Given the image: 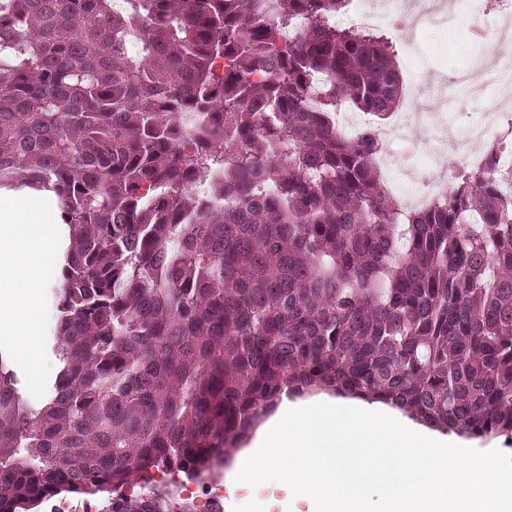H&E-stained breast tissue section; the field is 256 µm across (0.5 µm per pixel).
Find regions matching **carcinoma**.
<instances>
[{
	"instance_id": "carcinoma-1",
	"label": "carcinoma",
	"mask_w": 512,
	"mask_h": 512,
	"mask_svg": "<svg viewBox=\"0 0 512 512\" xmlns=\"http://www.w3.org/2000/svg\"><path fill=\"white\" fill-rule=\"evenodd\" d=\"M113 2L0 0V187L53 193L66 230L40 409L0 354V512L199 476L284 394L512 438L498 146L406 210L378 129H336L403 96L389 41L330 23L349 0ZM61 286H62V280L60 279V283L58 284V288H57L55 283L50 282V284L48 286V290H47L49 318H48V325H47V346H46V349H47V355H48V358L50 360L52 369H51V373H50L49 380H48V383H47V388H46L45 394L47 393L49 387L54 382V380H55V378L57 376V373L59 371L58 361H57V357H56V352L54 350V343H55V340H56L55 326H56V321H57V316H58V311H57V308H56V294L58 292V289L61 288ZM11 367H12V370L17 374V377H18V379L20 381V387H21V391H22V394H23V401H24V403L30 409H39V408H41L42 405L44 404V400L43 399H44L45 394L41 398H39V399L34 398L29 393V391L27 390L23 372L21 371V369L12 360H11Z\"/></svg>"
}]
</instances>
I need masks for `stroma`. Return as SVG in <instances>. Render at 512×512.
Here are the masks:
<instances>
[{
	"label": "stroma",
	"mask_w": 512,
	"mask_h": 512,
	"mask_svg": "<svg viewBox=\"0 0 512 512\" xmlns=\"http://www.w3.org/2000/svg\"><path fill=\"white\" fill-rule=\"evenodd\" d=\"M453 8L455 16L450 26L424 27L410 36L391 28L386 31L398 50L405 89L402 107L435 115L434 122L413 125L409 131L411 140L422 147L436 135L440 122H449L460 129L465 122L479 116V103H463L464 91L456 80L457 75L475 58L483 56L489 47L512 54V42H501L492 23L486 25L482 41L469 44L474 4L472 0H455ZM237 472V467L227 465L208 476L203 485L182 474L166 476L158 473L150 481L133 478L119 493L103 492L90 497L71 493L67 499L72 512H81L87 503L94 504L96 512H117L125 497H155L168 503L171 512H204L206 486L211 483L223 485L224 499L231 512H292L293 504L286 490L273 482L250 488L236 482Z\"/></svg>",
	"instance_id": "1"
}]
</instances>
